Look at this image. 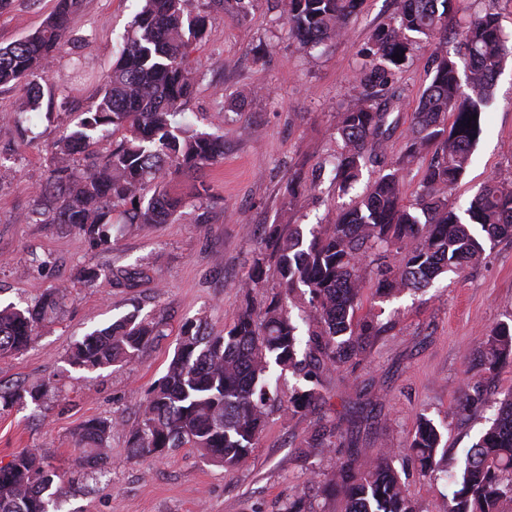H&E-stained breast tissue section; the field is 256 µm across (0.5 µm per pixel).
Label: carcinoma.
I'll use <instances>...</instances> for the list:
<instances>
[{"label": "carcinoma", "instance_id": "cac0c4a2", "mask_svg": "<svg viewBox=\"0 0 512 512\" xmlns=\"http://www.w3.org/2000/svg\"><path fill=\"white\" fill-rule=\"evenodd\" d=\"M186 0H144L133 21L135 36L121 49L98 96L83 112L77 129L57 145L51 176L40 197H58L53 218L83 235L91 248L112 249V216L123 209L128 224H166L183 205L181 196L152 189V180L196 177L224 157V137L197 131L177 120L193 94L196 77L187 58L203 38L206 16L186 11ZM288 35L314 49L339 40L362 0H279ZM459 0H401L398 13L380 25L359 50L364 57L359 96L337 115L343 146L324 160L333 166L334 191L349 198L332 224H321L305 238L298 227L264 233V250L240 284L245 303L224 333L213 334L198 318L180 328L178 347L165 375L147 394L139 422L129 431L135 459L156 458L171 448H194L208 462H244L269 414L306 416L325 403L320 372L343 366L392 328L381 314H362L366 281L388 301L405 292L426 293L445 273L480 262L485 241L512 239V185L490 179L461 212L448 205V192L463 177L482 133L483 114L494 82L512 46L494 13L468 21L453 43L442 37L446 18ZM82 0H57L44 24L25 38L0 46V87L23 86L33 108L42 96L38 79L64 45L71 17ZM433 45L432 79L411 114L404 150L386 154L392 130L391 104L400 99L397 78L421 42ZM121 134L102 158L91 146ZM428 158L415 192L403 191L405 167ZM90 159L82 177L71 160ZM377 178L359 192L365 168ZM275 259L282 291L262 310L251 294L266 280V259ZM63 288L41 292L35 304L0 307V356L26 350L40 322L59 306ZM306 297L301 321L292 319L288 300ZM160 335L157 324L131 314L75 342L67 354L77 371L129 364ZM484 369L512 362V316L480 339ZM294 380L288 399L277 382ZM51 383L1 391L0 409L28 400L37 403ZM113 424L88 420L76 437L82 464L105 472L106 443ZM344 435L334 423H320L305 440L307 448H334ZM443 432L422 416L407 451L425 472L439 469L446 448ZM397 450L377 449L363 469L359 449L338 459L326 482L312 478L304 490L343 491L346 512H420L392 466ZM32 453L23 451L0 466V512H61L62 482ZM448 512H502L512 501V391L499 402L489 427L465 450L460 473L451 475Z\"/></svg>", "mask_w": 512, "mask_h": 512}]
</instances>
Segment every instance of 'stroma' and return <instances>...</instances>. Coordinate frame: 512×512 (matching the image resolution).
Segmentation results:
<instances>
[{"label": "stroma", "mask_w": 512, "mask_h": 512, "mask_svg": "<svg viewBox=\"0 0 512 512\" xmlns=\"http://www.w3.org/2000/svg\"><path fill=\"white\" fill-rule=\"evenodd\" d=\"M141 4L83 0L47 73L39 109L30 108L24 90L0 87V302L23 307L39 289L67 288L36 343L0 358L2 389L53 384L40 404L0 411V466L24 450L41 457L64 478L63 512H284L310 474H330L342 455L338 448H304L314 416L273 413L247 460L233 467L206 462L193 448L132 459L127 431L164 375L182 323L203 318L220 333L233 322L243 300L240 283L266 226L285 218L306 232L335 221L342 201L331 191L330 173L316 175L315 167L341 145L336 115L355 101L358 51L395 14L397 0H363L340 41L308 51L289 40L274 0L244 14L213 0H188L191 13L206 15L207 29L188 58L198 79L183 118L196 130L223 135L224 157L201 176L209 196L197 197L190 179L170 182V192L186 200L183 215L170 224L134 225L101 251L66 225L18 216L35 206L56 211L57 199L39 196L55 146L96 96ZM54 7L55 0H13L0 14V46L34 32ZM486 12L512 33V0H462L448 15L449 35L460 32L466 17ZM432 51L419 43L399 75L391 156L400 154L430 83ZM296 171L319 179L318 192L290 200L288 179ZM492 177L512 182V56L500 69L483 133L449 204L466 206ZM83 267L135 268L144 276L135 288L104 278L88 286L77 278ZM362 309L383 311L393 328L356 363L323 375V414L341 420L347 440L360 450L358 466L381 445L401 449L394 467L411 496L424 512H444L445 480L421 473L403 448L419 416L427 415L443 430L449 471L459 472L463 451L486 428L494 401L512 389V364L492 374L470 366L483 332L512 315V240L487 244L480 264L443 276L422 295L384 303L364 289ZM131 313L163 331L138 360L83 374L67 364L75 340ZM477 379L485 402L459 415L458 400ZM97 417L114 423L101 475L81 466L75 445L82 425Z\"/></svg>", "instance_id": "1"}]
</instances>
